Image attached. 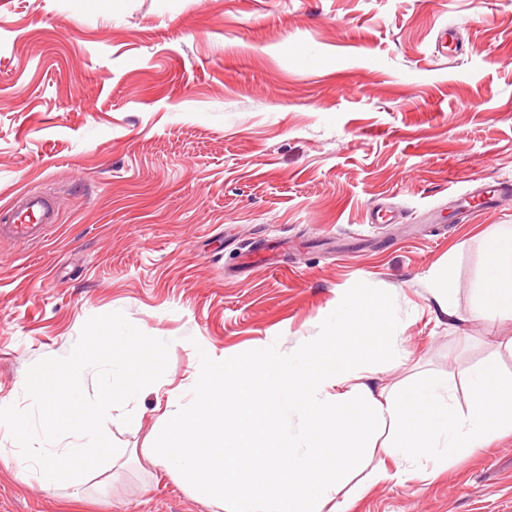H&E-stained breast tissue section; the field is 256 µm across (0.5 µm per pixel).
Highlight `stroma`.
Here are the masks:
<instances>
[{
    "instance_id": "obj_1",
    "label": "stroma",
    "mask_w": 512,
    "mask_h": 512,
    "mask_svg": "<svg viewBox=\"0 0 512 512\" xmlns=\"http://www.w3.org/2000/svg\"><path fill=\"white\" fill-rule=\"evenodd\" d=\"M503 178L512 0H0V213L26 190L56 204L44 241L0 237V402L30 407L28 368L120 311L170 344L131 424H105L149 448L170 398L191 402L199 351L293 352L364 282L400 318L375 385L437 375L466 409L473 366L512 374V318L470 315L512 207L466 223L450 199ZM272 241L285 269L244 265ZM383 457L341 485L351 512H512V434L397 484L372 483ZM0 512L220 510L160 466L72 499L0 463Z\"/></svg>"
}]
</instances>
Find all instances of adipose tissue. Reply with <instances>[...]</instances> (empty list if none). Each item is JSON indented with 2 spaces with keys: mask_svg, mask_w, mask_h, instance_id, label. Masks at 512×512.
Instances as JSON below:
<instances>
[{
  "mask_svg": "<svg viewBox=\"0 0 512 512\" xmlns=\"http://www.w3.org/2000/svg\"><path fill=\"white\" fill-rule=\"evenodd\" d=\"M485 264L475 285L474 314H482L486 304H494L501 314L512 317V225H498L484 244Z\"/></svg>",
  "mask_w": 512,
  "mask_h": 512,
  "instance_id": "1",
  "label": "adipose tissue"
}]
</instances>
